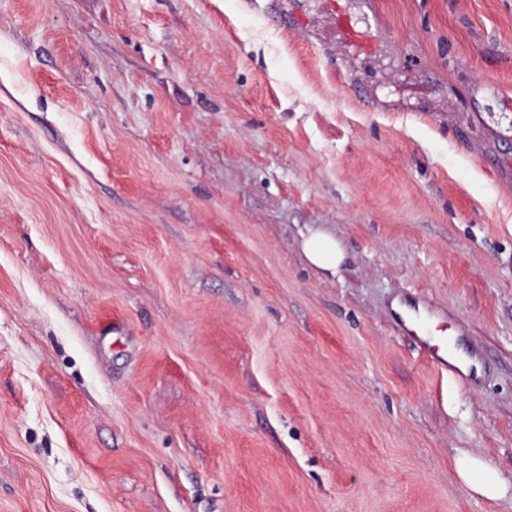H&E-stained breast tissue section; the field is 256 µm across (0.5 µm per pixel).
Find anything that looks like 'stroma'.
I'll list each match as a JSON object with an SVG mask.
<instances>
[{"label": "stroma", "mask_w": 512, "mask_h": 512, "mask_svg": "<svg viewBox=\"0 0 512 512\" xmlns=\"http://www.w3.org/2000/svg\"><path fill=\"white\" fill-rule=\"evenodd\" d=\"M349 10L0 0V512H512V0ZM336 33L340 35L344 44L356 52L367 49L376 37L370 30L355 29L349 16L340 10V6H338L336 15ZM305 253L308 259L318 267L324 269H334L336 267V244L328 237L311 236L305 242ZM411 334L412 338L419 345L421 352L424 354L425 358H427L431 363L436 365L438 368L448 369V373L452 374L461 384L465 385L467 382L472 380V375L475 373L476 367L474 363L470 364L464 372L462 369L458 368L452 361L448 359V361L444 358L443 354L440 352V348L434 344H432L427 339L418 336L417 333L411 329H407ZM455 466L458 475L468 485L488 498H498L507 489V484L497 472L479 460L460 457Z\"/></svg>", "instance_id": "obj_1"}]
</instances>
